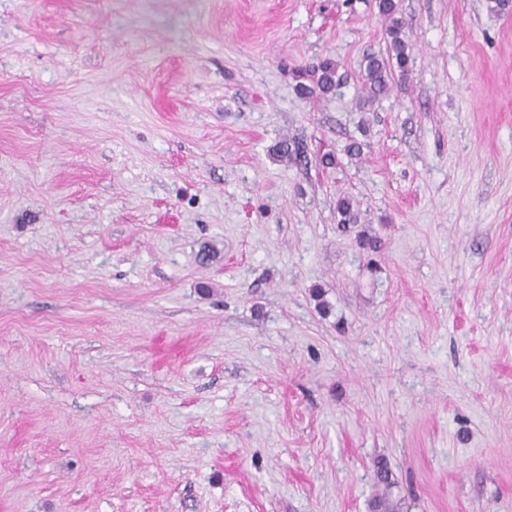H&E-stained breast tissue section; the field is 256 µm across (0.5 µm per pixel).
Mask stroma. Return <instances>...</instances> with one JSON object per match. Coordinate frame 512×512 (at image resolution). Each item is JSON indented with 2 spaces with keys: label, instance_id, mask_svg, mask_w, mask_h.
Segmentation results:
<instances>
[{
  "label": "stroma",
  "instance_id": "obj_1",
  "mask_svg": "<svg viewBox=\"0 0 512 512\" xmlns=\"http://www.w3.org/2000/svg\"><path fill=\"white\" fill-rule=\"evenodd\" d=\"M396 3L0 0V512H512V12ZM378 11L387 23L388 58L382 55H371L366 58L364 68V94L359 99V107L365 109L380 96L391 89L390 74L391 63L395 60L396 67L401 75L409 72L414 46L404 37V24L397 14V5L394 0H379ZM340 64L331 58L322 59L318 65L310 70L311 85L305 82H299L296 87L297 93L302 97H309L316 93L326 95L337 89L341 85V77L338 75Z\"/></svg>",
  "mask_w": 512,
  "mask_h": 512
}]
</instances>
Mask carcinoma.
<instances>
[{"label":"carcinoma","mask_w":512,"mask_h":512,"mask_svg":"<svg viewBox=\"0 0 512 512\" xmlns=\"http://www.w3.org/2000/svg\"><path fill=\"white\" fill-rule=\"evenodd\" d=\"M378 11L387 23L388 57L371 55L366 58L364 94L359 99L361 108L371 105L380 96L390 91L391 65H396L401 74L405 75L409 72V64L413 56L414 46L404 37V24L402 18L397 16L395 0H378ZM339 67V62L331 58L322 59L310 70V83L301 82L297 85V93L302 97H308L314 93L326 95L334 91L341 85V77L338 75ZM336 211L340 215V223L357 222V214L354 213L351 198L346 196L338 198Z\"/></svg>","instance_id":"cac0c4a2"}]
</instances>
